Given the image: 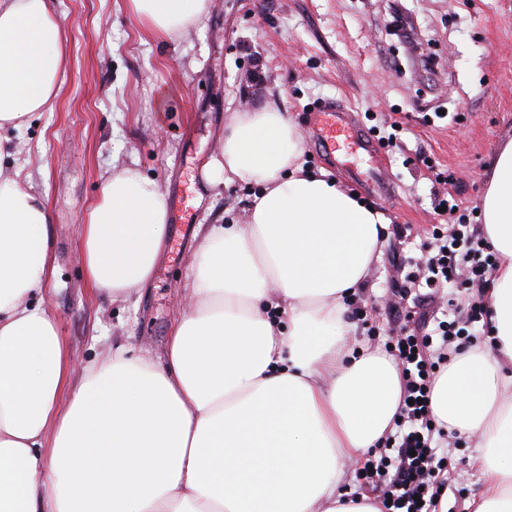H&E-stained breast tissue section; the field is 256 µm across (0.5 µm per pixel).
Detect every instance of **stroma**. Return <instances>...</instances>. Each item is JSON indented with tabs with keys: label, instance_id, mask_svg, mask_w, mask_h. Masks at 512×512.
<instances>
[{
	"label": "stroma",
	"instance_id": "obj_1",
	"mask_svg": "<svg viewBox=\"0 0 512 512\" xmlns=\"http://www.w3.org/2000/svg\"><path fill=\"white\" fill-rule=\"evenodd\" d=\"M398 7L415 16L431 68L411 67L410 45L391 25ZM55 9L69 50L56 108L0 131L10 145L0 167L20 171L50 208L53 264L41 299L75 371L116 346L131 358L162 354L176 318L196 303L189 283L208 227L245 223L254 193L209 185L205 166L220 154L231 112L270 100L302 132L306 166L348 189L369 159L344 144L330 163L318 140L320 110L349 106L382 149L392 191L363 199L389 219V237L348 308L355 344L392 346L406 275L434 227L461 217L478 223L485 169L512 128V0H211L170 40L149 36L128 0H55ZM122 167L156 182L169 224L149 282L114 299L85 281L81 222L102 177ZM444 200L456 213L440 211ZM409 295L425 298L435 321L463 326L449 349L486 342L488 322L465 321L480 288L458 276L438 288L420 278ZM439 446L452 463L448 512H470L483 486L473 442L452 434Z\"/></svg>",
	"mask_w": 512,
	"mask_h": 512
}]
</instances>
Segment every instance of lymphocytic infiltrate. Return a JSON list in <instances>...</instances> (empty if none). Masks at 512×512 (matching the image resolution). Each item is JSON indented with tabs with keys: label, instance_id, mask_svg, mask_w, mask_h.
Segmentation results:
<instances>
[{
	"label": "lymphocytic infiltrate",
	"instance_id": "1",
	"mask_svg": "<svg viewBox=\"0 0 512 512\" xmlns=\"http://www.w3.org/2000/svg\"><path fill=\"white\" fill-rule=\"evenodd\" d=\"M434 250L421 257L427 271L426 284L436 287L452 267L465 266L469 283L484 285L494 262L481 258L483 241L469 224L458 223L450 229L435 231ZM398 367L404 389V403L397 425L398 441L389 455L380 458L367 477L384 484L382 503L386 512H431L448 466L439 457L431 437L434 417L430 394L436 379V365L430 362L428 335L409 333L398 339Z\"/></svg>",
	"mask_w": 512,
	"mask_h": 512
}]
</instances>
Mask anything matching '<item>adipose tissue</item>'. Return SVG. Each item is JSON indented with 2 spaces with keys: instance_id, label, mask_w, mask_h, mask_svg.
Wrapping results in <instances>:
<instances>
[{
  "instance_id": "ef3b65f1",
  "label": "adipose tissue",
  "mask_w": 512,
  "mask_h": 512,
  "mask_svg": "<svg viewBox=\"0 0 512 512\" xmlns=\"http://www.w3.org/2000/svg\"><path fill=\"white\" fill-rule=\"evenodd\" d=\"M160 38L210 0H129ZM67 40L51 0H0V128L53 111ZM276 102L230 114L213 185L255 190L246 223L211 227L191 288L205 303L173 327L164 362L122 349L72 378L54 318L37 301L52 266L42 196L0 170V512H382L341 485L394 433L403 397L392 357L355 348L348 302L381 255L384 213L302 160ZM498 261L484 287L489 342L437 377L434 417L476 438L484 487L472 512H512V134L481 197ZM167 203L132 168L102 180L82 224L89 284L116 297L151 277Z\"/></svg>"
}]
</instances>
